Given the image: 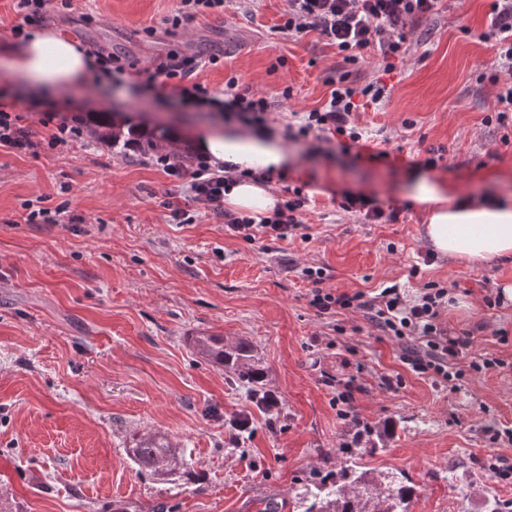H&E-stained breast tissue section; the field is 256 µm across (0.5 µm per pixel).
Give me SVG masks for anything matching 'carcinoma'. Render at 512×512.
<instances>
[{
    "label": "carcinoma",
    "mask_w": 512,
    "mask_h": 512,
    "mask_svg": "<svg viewBox=\"0 0 512 512\" xmlns=\"http://www.w3.org/2000/svg\"><path fill=\"white\" fill-rule=\"evenodd\" d=\"M194 353L230 371L235 381L247 388L255 408L264 413L273 403L265 384V372L253 345L244 339L224 344L221 336L201 335L191 339ZM252 413L242 412L230 422L232 438L243 444L250 437ZM393 424L386 423L383 432L357 417L349 422L346 442L342 447L343 462L336 472L314 469L296 495V504L304 512H408L413 488L396 476H368L360 467L361 444L377 449L376 442L388 434ZM129 460L140 470L162 480L182 481L191 473L185 456L171 448L158 433L137 435L126 449Z\"/></svg>",
    "instance_id": "obj_1"
}]
</instances>
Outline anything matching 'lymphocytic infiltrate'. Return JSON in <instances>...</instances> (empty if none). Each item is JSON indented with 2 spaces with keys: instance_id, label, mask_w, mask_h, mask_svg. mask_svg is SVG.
I'll list each match as a JSON object with an SVG mask.
<instances>
[{
  "instance_id": "f902f5d3",
  "label": "lymphocytic infiltrate",
  "mask_w": 512,
  "mask_h": 512,
  "mask_svg": "<svg viewBox=\"0 0 512 512\" xmlns=\"http://www.w3.org/2000/svg\"><path fill=\"white\" fill-rule=\"evenodd\" d=\"M440 3L441 0H288L279 29L288 33L319 32L347 64L357 63L363 50L376 51L385 63V72L389 73L395 69L396 59L409 50L407 22L438 14ZM483 38L495 44V110L503 120L512 112V0H493L490 25ZM92 55L94 62L88 82L94 88L127 86L160 96L171 92L182 104L220 113L225 120L258 129L267 126L272 101L235 78L227 82L223 95L210 93L195 79L197 71L204 66L201 60L172 53L146 79L138 80L132 65L120 57L100 49L93 50ZM331 85L330 95L321 107L289 113L284 126L287 139L328 142L336 138L341 140L345 151L362 141L363 131L352 125L351 116L362 101L382 100L387 92L386 84L375 80L359 86L343 72ZM22 120V115L0 109V147L35 151L74 145L82 139V121L76 114L63 117L55 132L44 141L33 139ZM156 163L178 182L177 191L165 204L172 223L190 224L196 215L210 214L223 219L224 230L230 236L250 243L264 238L285 240L304 226L302 212L306 199L301 189H293L291 196L276 203L270 215L257 220L225 208L224 193L235 182L231 171L210 166L202 157L186 169L168 153L158 155ZM303 273L316 284L310 303L320 314L332 316L340 309L365 311L382 331L401 342L403 361L414 373L429 374L448 384L459 379L457 365L463 360L477 373L505 366L503 359L473 354L470 333L449 332L441 319L448 303V290L437 283H427L414 300L407 301L394 285L370 295L336 294L320 288V270L307 267Z\"/></svg>"
}]
</instances>
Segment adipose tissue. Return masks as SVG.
<instances>
[{
	"label": "adipose tissue",
	"mask_w": 512,
	"mask_h": 512,
	"mask_svg": "<svg viewBox=\"0 0 512 512\" xmlns=\"http://www.w3.org/2000/svg\"><path fill=\"white\" fill-rule=\"evenodd\" d=\"M0 60L25 79L31 95L66 89L87 71L90 60L61 32L41 28L23 44L0 46ZM195 149L211 163L233 164L262 172L285 169L288 152L280 139L247 128L198 137ZM412 197L426 205L424 232L436 252L464 266L487 265L512 258V200L475 204L454 196L444 183L420 177ZM277 202L268 187L243 177L224 194L225 207L253 217L267 215Z\"/></svg>",
	"instance_id": "adipose-tissue-1"
}]
</instances>
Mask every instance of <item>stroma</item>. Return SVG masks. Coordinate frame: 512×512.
Returning <instances> with one entry per match:
<instances>
[{
	"mask_svg": "<svg viewBox=\"0 0 512 512\" xmlns=\"http://www.w3.org/2000/svg\"><path fill=\"white\" fill-rule=\"evenodd\" d=\"M491 2L444 0L438 15L411 25L392 73L372 52L350 66L356 84L380 78L389 89L355 116L366 145L389 161L334 143H288L285 177L271 188L310 190L305 242L250 244L204 216L170 223L164 202L175 184L139 142L180 134L177 153L191 162V141L225 122L166 97L79 82L54 94L59 112L81 113L87 131L92 115L107 118L128 147L0 148V493L10 512H264L270 502L286 512L314 467L340 462L346 419L336 398L348 387L353 415L396 424L361 466L405 475L415 488L409 512H482L488 497L512 499V480L492 472L512 467V444L492 441L512 427V301L484 302L512 284V260L467 268L433 255L410 196L424 174L462 192L512 194V124L492 119L495 50L480 38ZM178 7L53 0L43 24L141 69L172 51L205 60L199 82L220 92L239 78L274 101L269 123L279 128L284 114L327 99L341 58L318 32H279L286 0H261L251 15L231 2L174 29ZM1 84L28 131L48 135L45 110L0 65ZM432 149L443 158L427 170ZM346 191L400 207L398 223H358L338 205ZM41 206L84 221L26 223ZM309 266L337 294L396 284L412 298L438 282L449 330L470 331L475 351L506 368L465 373L452 387L413 373L399 342L363 312L329 319L310 305ZM200 334L250 341L280 400L245 446L232 444L230 422L249 402L231 373L194 354ZM151 432L185 454L196 482L161 481L130 462L133 436Z\"/></svg>",
	"mask_w": 512,
	"mask_h": 512,
	"instance_id": "1",
	"label": "stroma"
}]
</instances>
